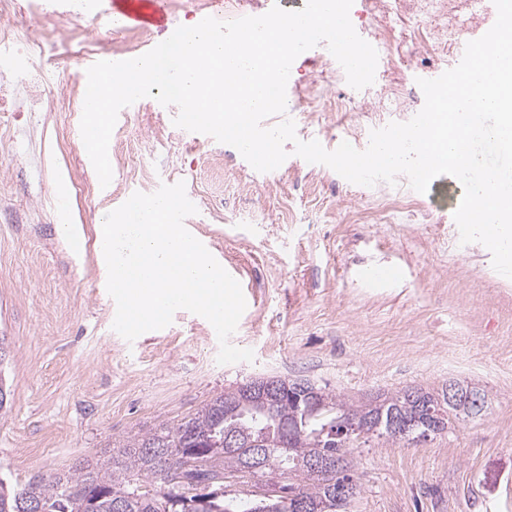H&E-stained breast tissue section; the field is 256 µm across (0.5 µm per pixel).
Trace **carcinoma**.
I'll return each instance as SVG.
<instances>
[{
	"mask_svg": "<svg viewBox=\"0 0 512 512\" xmlns=\"http://www.w3.org/2000/svg\"><path fill=\"white\" fill-rule=\"evenodd\" d=\"M287 385L275 391L270 419L240 406L235 392H226L188 421L136 436L66 474L21 487L0 479V512H26L33 498L45 512H247L243 498L224 496V476L241 472L248 460L246 445L256 441L264 443L258 456L261 473L294 476L290 487L308 512H348L336 484L353 479L354 450L405 445L410 434L428 430L420 417L421 397L448 409L445 394L436 388H408L371 400L322 389L314 403L307 393L310 382ZM227 432L241 447H196L201 437L221 439ZM318 452L344 459L345 474L338 479L311 471L310 458ZM140 480L159 481L167 490H144Z\"/></svg>",
	"mask_w": 512,
	"mask_h": 512,
	"instance_id": "carcinoma-1",
	"label": "carcinoma"
}]
</instances>
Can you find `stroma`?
<instances>
[{"instance_id": "35a3bbf8", "label": "stroma", "mask_w": 512, "mask_h": 512, "mask_svg": "<svg viewBox=\"0 0 512 512\" xmlns=\"http://www.w3.org/2000/svg\"><path fill=\"white\" fill-rule=\"evenodd\" d=\"M278 0H163L168 26L205 17L266 13ZM367 16L356 31L387 39L393 51L373 85L327 83L320 44L291 66L287 103L299 140L329 151L363 150L370 132L410 120L424 95L417 78L450 69L426 57L417 38L427 18L397 11ZM148 24L97 23L109 45L134 33L145 54L166 38ZM405 91L397 112H368L376 90ZM178 107L144 98L123 108L109 153L113 178L101 187L80 144V127L56 104L37 113L42 166L24 144L0 137V336L8 352L0 376L10 389L0 414V479L26 484L63 474L108 447L193 417L248 380L306 379L347 396L446 381L484 388L481 416L444 435L394 448L355 450L358 494L352 512H512V278L494 270L490 251L461 244L454 212L463 195L451 176L428 193L396 185L353 184L311 164L286 143L287 159L260 173L212 136L176 127ZM91 192L60 205L57 182ZM184 182L197 202L189 221L220 265L249 284L233 345L253 362L221 365L219 343L203 317L177 311L166 328L127 342L112 328L116 303L96 252L101 217L129 194ZM83 235L70 251L60 225ZM397 268L376 282L366 270Z\"/></svg>"}]
</instances>
